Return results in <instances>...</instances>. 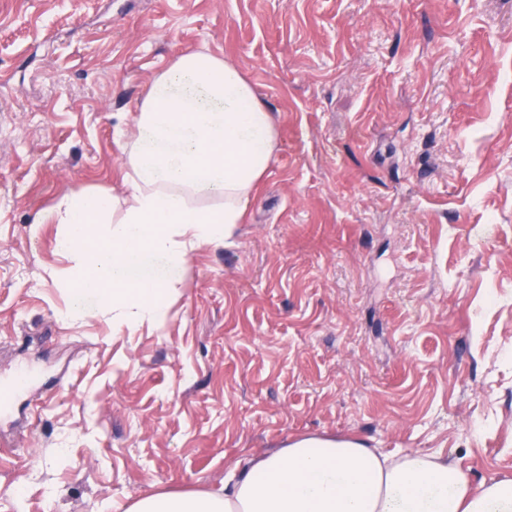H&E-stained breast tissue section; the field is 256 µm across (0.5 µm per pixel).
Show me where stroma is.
Masks as SVG:
<instances>
[{
  "label": "stroma",
  "mask_w": 512,
  "mask_h": 512,
  "mask_svg": "<svg viewBox=\"0 0 512 512\" xmlns=\"http://www.w3.org/2000/svg\"><path fill=\"white\" fill-rule=\"evenodd\" d=\"M278 131L164 324L73 314L34 217L122 192L117 133L189 50ZM0 512L215 490L303 434L512 478V0H0Z\"/></svg>",
  "instance_id": "1"
}]
</instances>
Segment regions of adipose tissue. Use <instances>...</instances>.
Returning a JSON list of instances; mask_svg holds the SVG:
<instances>
[{
  "label": "adipose tissue",
  "mask_w": 512,
  "mask_h": 512,
  "mask_svg": "<svg viewBox=\"0 0 512 512\" xmlns=\"http://www.w3.org/2000/svg\"><path fill=\"white\" fill-rule=\"evenodd\" d=\"M123 196L80 189L40 212L60 249L78 314L112 309V327L164 320L191 249L225 242L266 173L277 125L240 66L182 53L152 78L118 133ZM218 199L215 207L200 197ZM108 224L107 243L90 227ZM128 512H512V480L475 482L438 453L388 456L354 438L303 435L248 461L220 491L158 492Z\"/></svg>",
  "instance_id": "adipose-tissue-1"
}]
</instances>
